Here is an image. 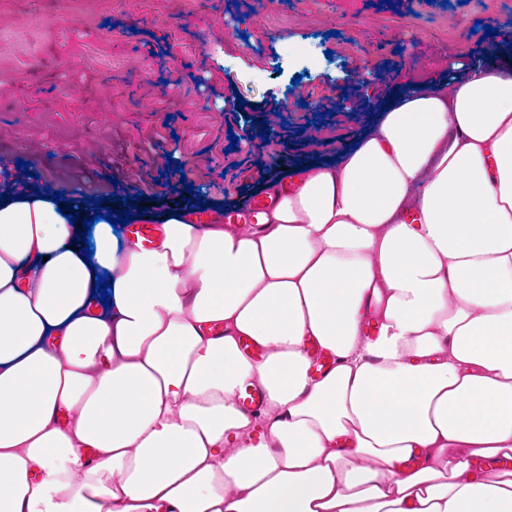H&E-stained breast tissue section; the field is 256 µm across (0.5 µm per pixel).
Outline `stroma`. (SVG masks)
<instances>
[{
	"label": "stroma",
	"mask_w": 512,
	"mask_h": 512,
	"mask_svg": "<svg viewBox=\"0 0 512 512\" xmlns=\"http://www.w3.org/2000/svg\"><path fill=\"white\" fill-rule=\"evenodd\" d=\"M263 2L0 0V181L146 204L183 167L203 202L230 212L281 152L329 161L357 143L393 77L447 80L475 23L512 27V0ZM173 70L182 84L162 95ZM256 113L282 137L260 134ZM21 151L34 174L14 166Z\"/></svg>",
	"instance_id": "stroma-1"
}]
</instances>
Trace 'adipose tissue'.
Segmentation results:
<instances>
[{
  "label": "adipose tissue",
  "instance_id": "adipose-tissue-1",
  "mask_svg": "<svg viewBox=\"0 0 512 512\" xmlns=\"http://www.w3.org/2000/svg\"><path fill=\"white\" fill-rule=\"evenodd\" d=\"M487 56L406 72L254 224L173 205L145 249L102 219L88 259L94 207L0 205V512H512V65ZM307 355L310 359L309 374L311 376H321L336 364V357L316 340L309 341Z\"/></svg>",
  "mask_w": 512,
  "mask_h": 512
}]
</instances>
